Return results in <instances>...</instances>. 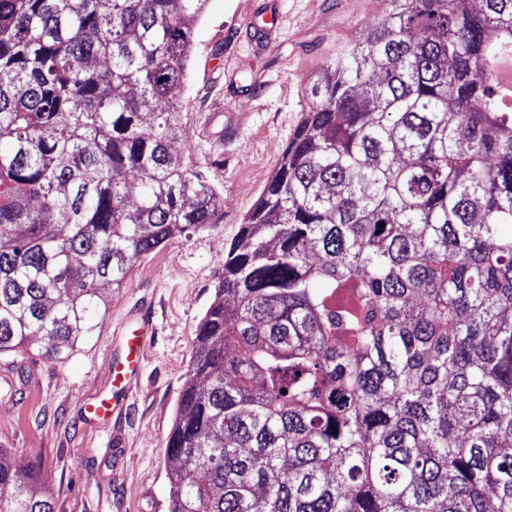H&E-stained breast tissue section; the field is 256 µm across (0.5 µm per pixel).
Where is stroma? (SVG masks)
<instances>
[{
	"label": "stroma",
	"mask_w": 512,
	"mask_h": 512,
	"mask_svg": "<svg viewBox=\"0 0 512 512\" xmlns=\"http://www.w3.org/2000/svg\"><path fill=\"white\" fill-rule=\"evenodd\" d=\"M269 12L279 29L256 45L246 22ZM381 15V0H209L195 26L179 121L186 154L224 196L223 216L140 256L122 287L99 283V325L62 359L43 356L35 338L25 353L0 355V376L18 388L0 396V451L17 466H37L55 512H168L166 441L224 250L301 122L311 77ZM136 310L154 325L139 378L120 397L118 426L89 423L82 405L111 394L110 364L124 354Z\"/></svg>",
	"instance_id": "stroma-1"
}]
</instances>
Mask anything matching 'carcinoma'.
<instances>
[{"instance_id": "carcinoma-1", "label": "carcinoma", "mask_w": 512, "mask_h": 512, "mask_svg": "<svg viewBox=\"0 0 512 512\" xmlns=\"http://www.w3.org/2000/svg\"><path fill=\"white\" fill-rule=\"evenodd\" d=\"M382 0L224 260L169 512H512V0ZM207 0H0V354L224 196L178 123ZM0 452V512H55Z\"/></svg>"}]
</instances>
